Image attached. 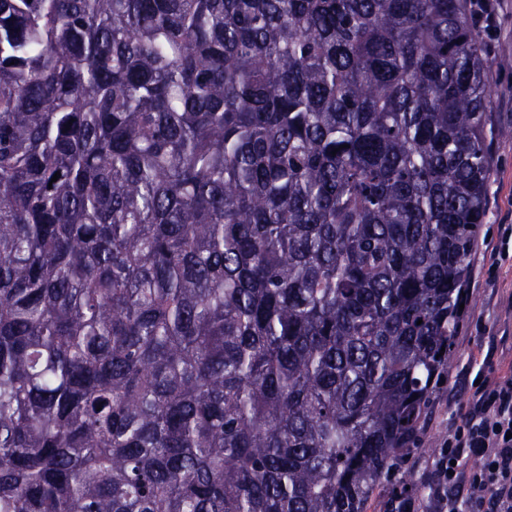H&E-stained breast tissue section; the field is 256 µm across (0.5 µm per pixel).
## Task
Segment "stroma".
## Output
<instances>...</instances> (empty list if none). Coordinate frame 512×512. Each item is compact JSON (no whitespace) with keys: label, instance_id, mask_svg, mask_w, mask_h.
Returning a JSON list of instances; mask_svg holds the SVG:
<instances>
[{"label":"stroma","instance_id":"35a3bbf8","mask_svg":"<svg viewBox=\"0 0 512 512\" xmlns=\"http://www.w3.org/2000/svg\"><path fill=\"white\" fill-rule=\"evenodd\" d=\"M500 30L489 55L494 61L492 125L512 128V0H500ZM486 222L469 258L470 274L464 320L454 340L448 369L435 386L417 442L398 475L400 482L418 485L450 423L466 412L464 383L476 373L493 378L512 371V237L504 224L512 222V139L498 138L491 155Z\"/></svg>","mask_w":512,"mask_h":512}]
</instances>
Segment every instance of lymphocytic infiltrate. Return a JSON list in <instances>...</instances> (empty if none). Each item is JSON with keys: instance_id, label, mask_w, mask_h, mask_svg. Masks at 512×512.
I'll use <instances>...</instances> for the list:
<instances>
[{"instance_id": "obj_1", "label": "lymphocytic infiltrate", "mask_w": 512, "mask_h": 512, "mask_svg": "<svg viewBox=\"0 0 512 512\" xmlns=\"http://www.w3.org/2000/svg\"><path fill=\"white\" fill-rule=\"evenodd\" d=\"M471 389L431 460L427 497L394 492L388 512H512V374Z\"/></svg>"}]
</instances>
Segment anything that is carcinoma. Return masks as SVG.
Listing matches in <instances>:
<instances>
[{
	"mask_svg": "<svg viewBox=\"0 0 512 512\" xmlns=\"http://www.w3.org/2000/svg\"><path fill=\"white\" fill-rule=\"evenodd\" d=\"M492 67L468 0H0V512H367L463 319Z\"/></svg>",
	"mask_w": 512,
	"mask_h": 512,
	"instance_id": "cac0c4a2",
	"label": "carcinoma"
}]
</instances>
